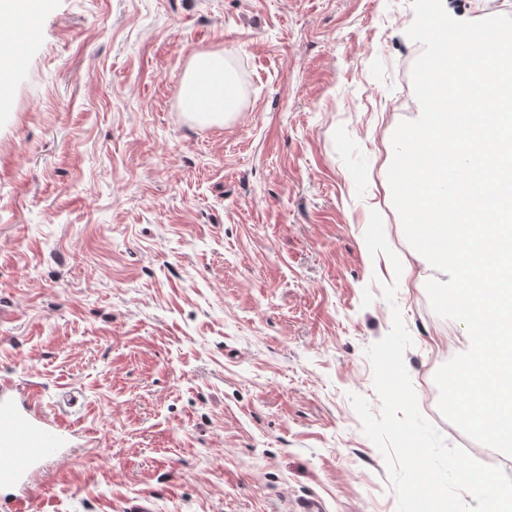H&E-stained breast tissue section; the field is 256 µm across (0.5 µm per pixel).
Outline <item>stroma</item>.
<instances>
[{"label":"stroma","mask_w":512,"mask_h":512,"mask_svg":"<svg viewBox=\"0 0 512 512\" xmlns=\"http://www.w3.org/2000/svg\"><path fill=\"white\" fill-rule=\"evenodd\" d=\"M411 0H44L0 92V379L87 440L30 512H396L351 395L400 310L418 402L470 344L425 284L387 171L418 118ZM224 54L221 123L187 118ZM409 277L370 256L371 211ZM396 284L394 302L383 285ZM202 81L200 82V79ZM195 89L196 93L213 104L209 112H195L200 103L184 90ZM176 104H181L192 118L206 122H224V116L234 112L238 98V88L220 53H205L194 56L188 66Z\"/></svg>","instance_id":"1"}]
</instances>
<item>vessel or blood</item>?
<instances>
[{
    "instance_id": "vessel-or-blood-1",
    "label": "vessel or blood",
    "mask_w": 512,
    "mask_h": 512,
    "mask_svg": "<svg viewBox=\"0 0 512 512\" xmlns=\"http://www.w3.org/2000/svg\"><path fill=\"white\" fill-rule=\"evenodd\" d=\"M73 424L51 417L40 392L30 386L0 383V512H29L43 468L64 460L82 439Z\"/></svg>"
}]
</instances>
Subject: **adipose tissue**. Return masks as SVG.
Wrapping results in <instances>:
<instances>
[{
    "label": "adipose tissue",
    "instance_id": "ef3b65f1",
    "mask_svg": "<svg viewBox=\"0 0 512 512\" xmlns=\"http://www.w3.org/2000/svg\"><path fill=\"white\" fill-rule=\"evenodd\" d=\"M182 87L196 90L200 97L211 102L210 111L200 113V120L220 123L226 114L236 109L238 88L222 54L205 53L194 56L189 63Z\"/></svg>",
    "mask_w": 512,
    "mask_h": 512
}]
</instances>
